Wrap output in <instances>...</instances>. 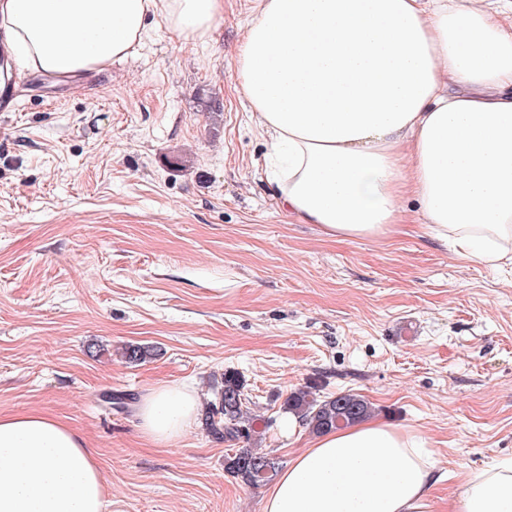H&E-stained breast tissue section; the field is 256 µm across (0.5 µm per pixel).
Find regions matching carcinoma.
Masks as SVG:
<instances>
[{
  "label": "carcinoma",
  "mask_w": 512,
  "mask_h": 512,
  "mask_svg": "<svg viewBox=\"0 0 512 512\" xmlns=\"http://www.w3.org/2000/svg\"><path fill=\"white\" fill-rule=\"evenodd\" d=\"M244 405L241 381L231 373L224 375V390L219 401L211 404L205 415L206 430L218 438H250L251 428ZM287 409L316 434L352 425L367 418L371 412L369 403L358 394L344 393L320 400L310 391L291 395ZM225 469L244 484L257 486L276 474L278 464L265 453L242 448L227 458Z\"/></svg>",
  "instance_id": "1"
}]
</instances>
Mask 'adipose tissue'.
<instances>
[{
    "mask_svg": "<svg viewBox=\"0 0 512 512\" xmlns=\"http://www.w3.org/2000/svg\"><path fill=\"white\" fill-rule=\"evenodd\" d=\"M180 42L209 38L224 0H0V70L99 74L148 18ZM271 140L280 210L336 238L401 223L414 196L458 256L512 260V29L486 0H258L231 64ZM191 388L138 406L153 444L193 421ZM419 434L377 420L297 451L263 512H421L435 462ZM95 452L38 412L0 415V512H103ZM455 512H512V463L470 473Z\"/></svg>",
    "mask_w": 512,
    "mask_h": 512,
    "instance_id": "1",
    "label": "adipose tissue"
}]
</instances>
